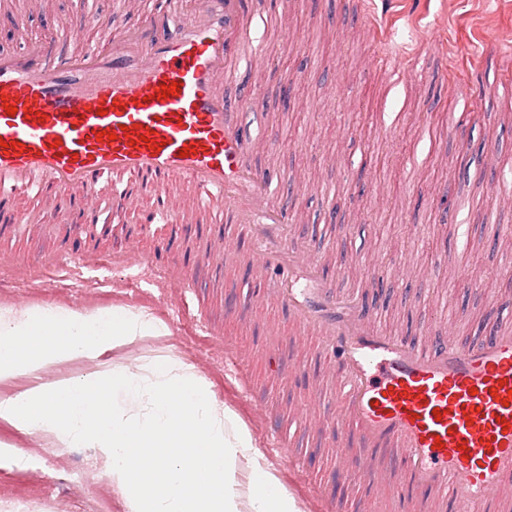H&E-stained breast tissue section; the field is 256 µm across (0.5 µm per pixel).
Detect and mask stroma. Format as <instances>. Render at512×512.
I'll list each match as a JSON object with an SVG mask.
<instances>
[{"mask_svg": "<svg viewBox=\"0 0 512 512\" xmlns=\"http://www.w3.org/2000/svg\"><path fill=\"white\" fill-rule=\"evenodd\" d=\"M44 2L29 17L28 39L57 42L65 28L94 42L119 7L118 0ZM360 12L361 0H276L272 11L249 12L244 25L256 64L248 71L229 62L224 95L233 107L248 97L240 121L271 145L251 162L273 175L275 196L291 199L296 239L329 240L321 258L336 292L356 294L377 324L406 340L467 345L512 326V264L497 265L494 278L471 266L473 253L488 261L512 252V205L502 196L512 190V94L498 87L491 65L482 97L469 76L441 84L431 72L440 50L465 63L477 37L511 40L512 0H401L391 15L393 38L412 42L417 54L415 80L401 82L373 68ZM27 206L31 228L0 243L14 255L0 265V306L150 309L169 335L114 352L115 361L133 368L163 352L194 364L240 413L302 512H364L368 499L379 500L378 512H395L401 489L353 482L336 470V448L353 442L320 424L336 402L315 395L323 374L313 362L314 338L282 330L279 358L267 357L242 273L206 268L192 288L173 279L174 267L196 263L210 248L206 226L181 227L179 247L158 263L146 259V240L103 243L91 234L75 242L62 225L42 234L43 200ZM488 224L511 232L489 242ZM75 252L96 264L61 263ZM459 270L472 288L456 284ZM303 360L310 363L304 377L286 376L291 362ZM302 407L314 425L296 420ZM0 444L26 457L0 468V486L19 499L0 512H126L92 449L59 448L4 423Z\"/></svg>", "mask_w": 512, "mask_h": 512, "instance_id": "35a3bbf8", "label": "stroma"}]
</instances>
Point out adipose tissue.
<instances>
[{
    "label": "adipose tissue",
    "mask_w": 512,
    "mask_h": 512,
    "mask_svg": "<svg viewBox=\"0 0 512 512\" xmlns=\"http://www.w3.org/2000/svg\"><path fill=\"white\" fill-rule=\"evenodd\" d=\"M147 308L0 307V422L95 449L129 512H301L252 430L192 364L160 354L130 371L107 353L169 335ZM82 360L84 375L40 381Z\"/></svg>",
    "instance_id": "1"
}]
</instances>
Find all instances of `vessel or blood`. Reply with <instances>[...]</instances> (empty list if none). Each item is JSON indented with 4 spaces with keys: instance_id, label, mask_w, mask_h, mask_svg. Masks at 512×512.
<instances>
[{
    "instance_id": "b4317fda",
    "label": "vessel or blood",
    "mask_w": 512,
    "mask_h": 512,
    "mask_svg": "<svg viewBox=\"0 0 512 512\" xmlns=\"http://www.w3.org/2000/svg\"><path fill=\"white\" fill-rule=\"evenodd\" d=\"M374 63L398 77L411 54L363 0ZM124 0L95 46L25 43L0 51V201L25 220L23 194L53 191L77 223L100 196L115 218L164 232L217 210L220 244L204 264L245 270L256 309L285 310L314 336L340 394L334 431H349L364 475L407 490L403 512H504L512 486V328L462 347L409 343L323 278L318 248L294 241L290 201L247 160L256 140L233 118L224 81L243 29V0H160L151 27ZM177 84L173 95L162 89ZM15 107L7 114L6 105Z\"/></svg>"
}]
</instances>
